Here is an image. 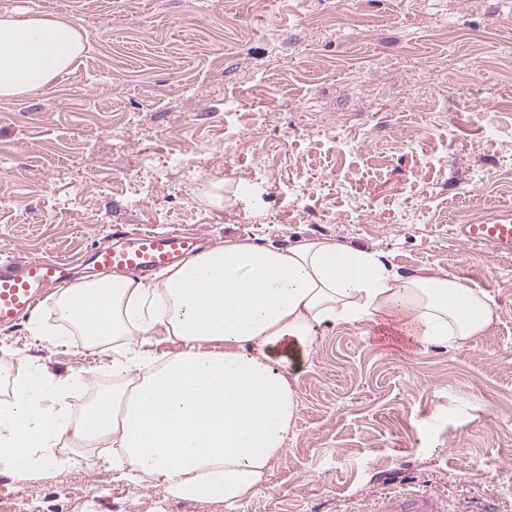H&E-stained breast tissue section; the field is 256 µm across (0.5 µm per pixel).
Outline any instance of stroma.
<instances>
[{
    "instance_id": "obj_1",
    "label": "stroma",
    "mask_w": 512,
    "mask_h": 512,
    "mask_svg": "<svg viewBox=\"0 0 512 512\" xmlns=\"http://www.w3.org/2000/svg\"><path fill=\"white\" fill-rule=\"evenodd\" d=\"M87 39L72 70L0 100V260H68L112 231L288 247L324 236L489 294L494 327L419 349L324 330L288 445L234 508L118 477L99 450L0 495L42 512H352L362 496L491 493L512 512V258L452 225L512 201V0H0ZM50 305L0 327V362L110 374L111 344L53 346Z\"/></svg>"
}]
</instances>
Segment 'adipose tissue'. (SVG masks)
Here are the masks:
<instances>
[{
    "mask_svg": "<svg viewBox=\"0 0 512 512\" xmlns=\"http://www.w3.org/2000/svg\"><path fill=\"white\" fill-rule=\"evenodd\" d=\"M84 52L81 32L51 15H0V98L45 88ZM50 341L113 340L112 384L72 413L79 379L33 363L0 364V471L71 470L67 448L112 451V469L165 495L234 506L258 493L288 444L318 333L367 323L406 345L451 349L488 332L482 289L437 273L402 274L383 254L310 237L289 247L232 239L143 279L94 275L53 301ZM182 341L156 354L152 336Z\"/></svg>",
    "mask_w": 512,
    "mask_h": 512,
    "instance_id": "ef3b65f1",
    "label": "adipose tissue"
}]
</instances>
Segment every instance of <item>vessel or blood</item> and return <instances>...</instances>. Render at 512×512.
<instances>
[{
  "label": "vessel or blood",
  "instance_id": "b4317fda",
  "mask_svg": "<svg viewBox=\"0 0 512 512\" xmlns=\"http://www.w3.org/2000/svg\"><path fill=\"white\" fill-rule=\"evenodd\" d=\"M455 241L463 246L482 247L498 258L512 257V206L452 227ZM198 240L177 232H129L118 230L112 243L97 248L91 255L94 265L127 269L138 276L152 275L159 268L195 252ZM69 263L50 258L11 260L0 263V326L24 318L43 299L45 290L71 286ZM360 512H471L467 503L449 510L447 503L428 490L393 494L375 501L366 496Z\"/></svg>",
  "mask_w": 512,
  "mask_h": 512
}]
</instances>
